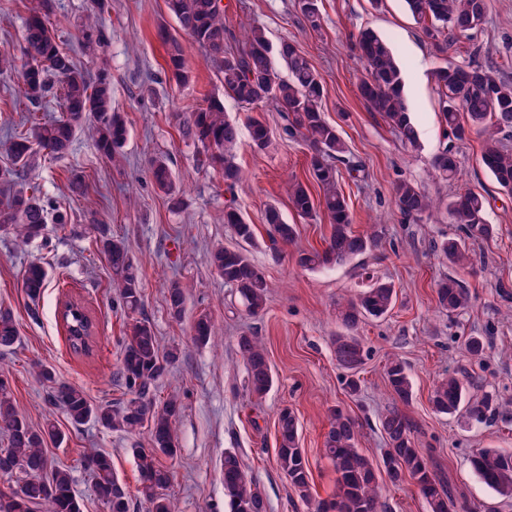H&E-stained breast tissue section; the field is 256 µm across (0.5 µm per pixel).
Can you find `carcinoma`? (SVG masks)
Returning <instances> with one entry per match:
<instances>
[{
	"mask_svg": "<svg viewBox=\"0 0 512 512\" xmlns=\"http://www.w3.org/2000/svg\"><path fill=\"white\" fill-rule=\"evenodd\" d=\"M407 11L422 25L426 38L432 41L454 40L479 28L485 21L487 0H404ZM309 26L320 27L319 0H299ZM177 31L188 36L204 53L224 87V96L245 105L275 102L285 112L288 133L301 137L310 150V175L320 189L319 197L311 195L306 184L295 180L290 185L289 203L302 218L321 211L330 223V235L320 250L300 251L297 262L309 269L343 266L377 248L378 231L357 233L352 229V215L340 184L338 164L355 170L350 151L335 126L325 121L321 112L324 88L317 70L298 47L286 40L271 47L265 31L256 25L243 28L237 36L224 23L220 0H167ZM105 0H90L82 29V49L95 57L110 40L102 13ZM52 0H42L24 22L23 54L0 50V72L20 70L28 128H8L0 148L11 167L0 171V182L17 185L36 152L55 159L67 154L76 132L88 130L99 152L111 161L123 157L128 129L122 113L112 108V82L101 71L92 77L76 64L70 50L60 43L50 23ZM158 35L166 47L171 78L179 84L189 81L185 66V47L179 37L162 26ZM355 48L368 68V76L360 79V98L373 112L400 136L402 142L417 146V134L411 121L404 95L401 68L389 44L376 32L365 29L356 37ZM440 94L441 120L451 145L434 159L438 173L450 180L459 172V161L453 142L474 133L481 138V160L499 188L512 194V152L507 150L499 134L512 128V85L497 81L482 67L449 63L435 71ZM63 102L64 115L58 119L38 121L35 112L55 97ZM183 134L203 149V162L219 170L226 189L234 190L243 179L236 162L240 143L239 128L224 111V102L210 99L206 105L180 114ZM252 146L260 151L269 145L266 125L254 119L250 125ZM150 172L154 185L178 209L183 200L169 166L168 159H151ZM393 202L405 221L417 223L436 202L420 187L400 180L392 188ZM453 223L464 236L443 238L434 250L448 265L465 270L470 262L469 242L489 240L497 234L495 225L485 219L486 198L471 189H462L448 202ZM65 225L68 216L58 211L52 198L43 195L39 186L29 184L8 191L0 203V233L11 234L26 243L44 237L49 219ZM224 223L243 243H255V225L248 223L234 204L224 208ZM271 249L295 242L297 225L286 222L274 206L265 212ZM112 271L114 288L124 311L133 315L131 335L126 343L119 373L129 398L115 403H95L86 392L56 377L53 369L44 367L39 377L50 389V397L66 415L71 426L94 422L112 431L133 436L148 428L151 447L131 446L139 473L138 493L148 503V512H177L167 494L172 480L170 469L161 457L174 458L180 451L176 418L181 404L171 397L161 406H153L156 382L179 358L178 351H162L150 321L142 317L143 299L140 270L136 258L122 239L104 235L100 239ZM210 265L235 289L249 313L265 310L268 283L263 271L239 249L219 247L209 255ZM47 283V271L39 263L30 264L24 274L23 288L36 300ZM436 304L450 315H459L469 307L468 290L452 276L440 280L435 289ZM396 302L394 285L372 279L355 299L336 303L338 331L334 336L336 360L353 371L364 361L366 351L358 330L368 320L386 317ZM169 314L181 318L186 297L173 283L167 290ZM70 349L76 354L91 350V336L84 316L70 315L64 320ZM193 338L206 344L215 338V326L207 313L199 314L192 326ZM20 341L18 327L11 312L0 309V350L12 349ZM237 351L245 365L247 388L256 398H263L274 383L266 348L253 334L236 338ZM390 393L407 404L413 386L406 365L391 361L385 372ZM431 404L435 413L456 418L466 426L486 423L499 408V403L486 393L480 399L468 397V382L455 376L441 378L434 386ZM329 428L324 438V452L336 473V490L328 499L317 500L312 493V476L305 451L301 448L299 423L294 412L283 408L277 418L276 462L287 477L292 492L310 512H383L380 479L394 485L412 480L417 493L425 500L429 512H469L447 487L444 474L431 469L419 448L416 426L398 409L391 408L378 416L386 450L381 461L373 462L357 447L358 423L343 410L328 411ZM0 433L7 447L0 448V473L20 477L19 489L0 493V512H82L68 469L54 466L47 458V441L60 442L64 435L53 423L41 428L30 425L12 401L7 379L0 377ZM94 480L96 494L106 512H130L131 497L112 471L111 459L97 451L85 458ZM479 480L499 497L512 499V454L496 448H480L470 460ZM224 492L230 512H266L257 484L244 473L240 456L224 453L221 465Z\"/></svg>",
	"mask_w": 512,
	"mask_h": 512,
	"instance_id": "carcinoma-1",
	"label": "carcinoma"
}]
</instances>
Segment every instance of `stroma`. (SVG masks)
<instances>
[{"label": "stroma", "mask_w": 512, "mask_h": 512, "mask_svg": "<svg viewBox=\"0 0 512 512\" xmlns=\"http://www.w3.org/2000/svg\"><path fill=\"white\" fill-rule=\"evenodd\" d=\"M39 2L0 0V49L20 52L24 19ZM222 4L229 27L259 25L271 44L284 39L296 44L319 72L324 117L363 167L342 179L352 227L359 233L376 227L380 246L345 266L310 270L298 264L299 251L323 247L330 223L321 213L301 218L289 206L291 179L306 182L311 194L319 189L309 175L306 146L285 134L284 114L274 103L247 108L225 98L224 109L240 130L237 163L244 180L235 192H226L216 170L198 167V146L183 136L177 116L205 105L209 96H222L223 89L202 51L190 43L185 46L189 83L180 86L170 79L158 36L159 25L172 21L165 0H108L103 20L112 41L94 59L78 51L88 0H56L54 32L76 49L78 65L90 74L108 71L112 106L122 112L129 135L125 159L118 166L81 132L68 154L51 162L36 157L30 180L67 208L71 222L64 227L47 224L43 239L28 245L0 234V308L11 312L21 336L15 349L0 352V376L9 380L18 411L36 427L55 420L65 433L63 444L47 442L46 453L71 471L83 512H104L84 463L92 449L111 456L118 480L133 495L131 512H147L136 495L139 474L130 447H149L148 430L130 437L93 423L72 427L35 374L37 366L53 368L59 379L83 388L97 403L126 397L118 371L132 318L116 300L109 263L98 243V231L104 227L126 241L139 263L143 314L162 348L176 346L181 351L154 391L156 403L173 394L181 402L180 452L166 462L173 473L168 493L179 512H229L221 474L228 450L241 456L247 477L256 481L266 500L267 512H307L276 464L277 415L285 407L299 421L314 497H328L336 489L333 466L323 452L329 407H341L358 418L360 450L380 461L386 445L377 417L395 406L385 382V367L393 357L407 362L413 382L411 401L399 408L419 430L423 453L445 473L457 499L472 512H482L487 505L512 512V500L487 488L469 463L480 448L512 452V195L501 191L480 164L477 137L457 145L460 182L442 180L432 166L448 143L432 73L451 61L491 69L496 78L512 82V0H488L485 23L451 47L427 40L403 0H382L376 7L370 0H322L317 30L305 22L298 0ZM364 27L390 43L401 66L418 150L405 148L357 93L364 67L352 44ZM255 118L270 134V145L262 151L251 146L250 123ZM160 155L170 157L183 191L180 209H171L152 183L149 161ZM76 171L85 179L86 194L72 190L70 179ZM400 178L440 199L441 208L414 224L402 220L391 194ZM462 186L486 196L485 218L496 225L497 234L471 243L473 267L457 271L439 257L433 243L458 234L445 204ZM230 200L256 226L257 244L247 254L270 285L266 308L256 317L208 262L212 249L238 245L224 222V205ZM271 204L298 227L295 243L279 254L268 246L264 222ZM34 262L48 272V285L36 300L22 288L24 271ZM369 275L391 281L397 301L385 320L359 330L368 356L359 372L361 392L352 396L344 388V371L332 344L337 331L334 313L337 300L357 295ZM449 275L471 295L468 310L460 316L436 306V283ZM174 281L187 298L178 320L170 316L165 302L166 289ZM67 297L80 301L94 321L89 355L69 348L58 314ZM203 312L211 315L217 331L216 340L205 345L196 343L192 332ZM245 328L264 341L275 375L272 389L259 400L247 389L246 370L235 349V338ZM469 335L483 338L482 357L467 354L463 339ZM449 374L473 377L475 395L493 393L507 402V410L490 423L472 427L434 413L431 392Z\"/></svg>", "instance_id": "1"}]
</instances>
